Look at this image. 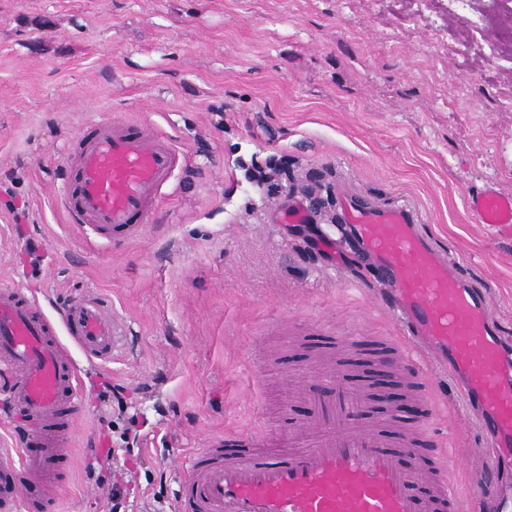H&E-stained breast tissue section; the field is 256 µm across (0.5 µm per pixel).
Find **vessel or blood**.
<instances>
[{"instance_id": "b4317fda", "label": "vessel or blood", "mask_w": 512, "mask_h": 512, "mask_svg": "<svg viewBox=\"0 0 512 512\" xmlns=\"http://www.w3.org/2000/svg\"><path fill=\"white\" fill-rule=\"evenodd\" d=\"M184 161L146 126L88 122L66 165L62 210L93 237H136ZM468 210L512 236L511 195L485 187ZM348 222L385 285L397 335L354 337L339 366L304 387L305 416L287 408L273 424L195 449L177 512H461L449 477L465 456H429V422L414 436L402 432L380 399L376 366L385 358L409 360L411 387L431 407L434 372L462 378L458 395L485 439L471 495L512 512V495L492 494L486 481L512 468V347L487 290L449 263L407 207L356 208ZM120 340L111 302L95 292L52 320L22 291L0 287V401L25 430L19 457L0 456V512H57L82 409L80 364L106 366Z\"/></svg>"}]
</instances>
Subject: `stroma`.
Here are the masks:
<instances>
[{"mask_svg":"<svg viewBox=\"0 0 512 512\" xmlns=\"http://www.w3.org/2000/svg\"><path fill=\"white\" fill-rule=\"evenodd\" d=\"M153 128L186 163L132 241L61 209L84 125ZM512 193L503 0H0V282L53 312L88 290L122 341L83 378L58 512H175L204 437L267 424L310 337L393 336L351 205L413 209L512 336V238L470 196Z\"/></svg>","mask_w":512,"mask_h":512,"instance_id":"35a3bbf8","label":"stroma"}]
</instances>
